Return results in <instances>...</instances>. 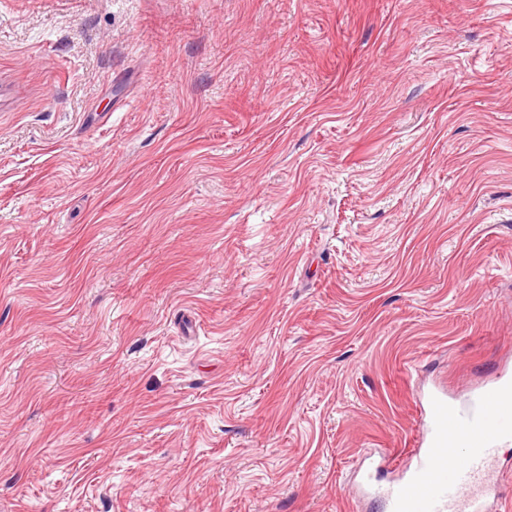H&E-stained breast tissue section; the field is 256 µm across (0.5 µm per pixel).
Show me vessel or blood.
Returning a JSON list of instances; mask_svg holds the SVG:
<instances>
[{"instance_id":"b4317fda","label":"vessel or blood","mask_w":512,"mask_h":512,"mask_svg":"<svg viewBox=\"0 0 512 512\" xmlns=\"http://www.w3.org/2000/svg\"><path fill=\"white\" fill-rule=\"evenodd\" d=\"M512 442V381L497 379L479 389L469 406L434 391L426 397L422 437L406 468L379 482L367 462L359 494L381 498L387 512H494L489 473ZM462 455L449 457L452 448Z\"/></svg>"}]
</instances>
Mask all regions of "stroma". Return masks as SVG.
<instances>
[{
  "label": "stroma",
  "instance_id": "obj_1",
  "mask_svg": "<svg viewBox=\"0 0 512 512\" xmlns=\"http://www.w3.org/2000/svg\"><path fill=\"white\" fill-rule=\"evenodd\" d=\"M512 378V0H0V512H384Z\"/></svg>",
  "mask_w": 512,
  "mask_h": 512
}]
</instances>
